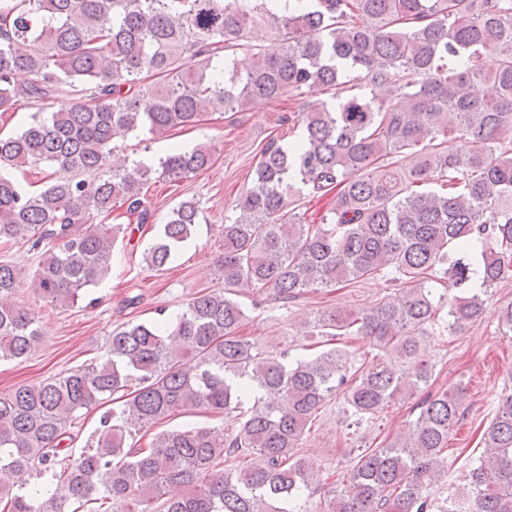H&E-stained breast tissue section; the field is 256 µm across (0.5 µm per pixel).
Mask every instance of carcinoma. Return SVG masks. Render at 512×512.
Masks as SVG:
<instances>
[{
  "mask_svg": "<svg viewBox=\"0 0 512 512\" xmlns=\"http://www.w3.org/2000/svg\"><path fill=\"white\" fill-rule=\"evenodd\" d=\"M256 28L278 52L252 40ZM308 91L329 100L294 116L292 142L269 138L224 214V290L198 293L173 319L161 309L154 322L122 323L100 358L0 394V469L15 475L0 484L7 512L99 502L112 512H512V391L469 460V483L446 497L448 433L467 388L429 391L435 318L444 310L448 332L468 330L512 279V0H0V111L39 105L0 135V170L67 173L34 192L0 173V240L45 246L31 275L0 262V360L40 341L19 289L74 306L111 272L122 225L105 220L120 209L152 223V179L182 181L215 162L210 143L150 164L119 158L117 133L160 139ZM330 192L320 223H308L307 201ZM197 224L195 201L173 207L145 266L166 270ZM370 278L398 298L304 322L331 343L365 339L368 363L336 347L291 359L239 334L246 288L292 303ZM331 396L358 421L415 396L418 415L315 502L301 448ZM91 409L103 410L99 427L66 463L60 443ZM196 413L235 428L165 429L140 444ZM46 475L49 496L27 490Z\"/></svg>",
  "mask_w": 512,
  "mask_h": 512,
  "instance_id": "carcinoma-1",
  "label": "carcinoma"
}]
</instances>
